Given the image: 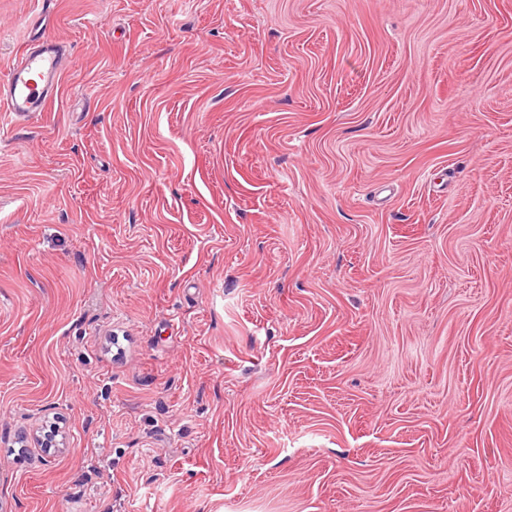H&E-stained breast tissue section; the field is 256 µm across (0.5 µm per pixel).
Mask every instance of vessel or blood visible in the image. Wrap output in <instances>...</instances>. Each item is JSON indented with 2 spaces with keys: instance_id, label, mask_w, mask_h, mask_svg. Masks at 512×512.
<instances>
[{
  "instance_id": "vessel-or-blood-1",
  "label": "vessel or blood",
  "mask_w": 512,
  "mask_h": 512,
  "mask_svg": "<svg viewBox=\"0 0 512 512\" xmlns=\"http://www.w3.org/2000/svg\"><path fill=\"white\" fill-rule=\"evenodd\" d=\"M62 56V43L45 35L17 58L0 80V110L11 121L27 120L43 111L58 86Z\"/></svg>"
}]
</instances>
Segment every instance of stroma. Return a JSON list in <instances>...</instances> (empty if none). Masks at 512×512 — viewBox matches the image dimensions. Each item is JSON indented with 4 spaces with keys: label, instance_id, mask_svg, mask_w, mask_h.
<instances>
[{
    "label": "stroma",
    "instance_id": "obj_1",
    "mask_svg": "<svg viewBox=\"0 0 512 512\" xmlns=\"http://www.w3.org/2000/svg\"><path fill=\"white\" fill-rule=\"evenodd\" d=\"M44 34L0 512H512V0H0V73Z\"/></svg>",
    "mask_w": 512,
    "mask_h": 512
}]
</instances>
